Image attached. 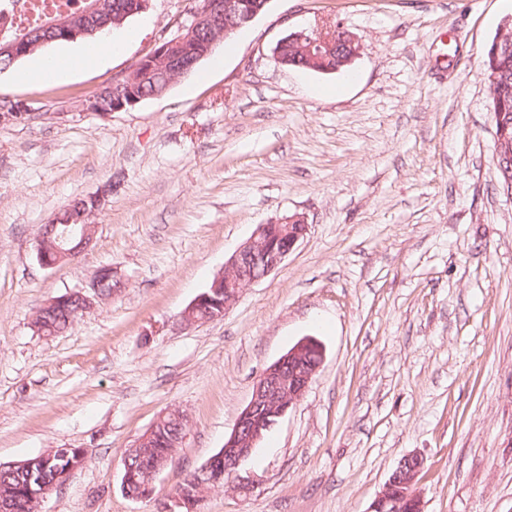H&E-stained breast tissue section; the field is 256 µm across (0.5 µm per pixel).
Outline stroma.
I'll return each mask as SVG.
<instances>
[{
	"label": "stroma",
	"mask_w": 512,
	"mask_h": 512,
	"mask_svg": "<svg viewBox=\"0 0 512 512\" xmlns=\"http://www.w3.org/2000/svg\"><path fill=\"white\" fill-rule=\"evenodd\" d=\"M193 5L151 0L98 68L0 71V98L35 113L0 123V462L85 448L40 512H169L259 375L313 337L323 365L242 466L251 490H212L201 512H369L409 454L425 460V512H512V201L482 63L512 8L269 0L232 53L216 47L163 97L82 110ZM336 24L360 44L350 73L277 60L289 32ZM89 196L90 245L41 266V226ZM294 213L308 231L275 271L221 319L183 321L257 225ZM106 266L124 288L35 332L46 302ZM170 408L186 436L154 495L128 499L123 454Z\"/></svg>",
	"instance_id": "35a3bbf8"
}]
</instances>
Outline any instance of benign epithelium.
<instances>
[{"instance_id": "obj_1", "label": "benign epithelium", "mask_w": 512, "mask_h": 512, "mask_svg": "<svg viewBox=\"0 0 512 512\" xmlns=\"http://www.w3.org/2000/svg\"><path fill=\"white\" fill-rule=\"evenodd\" d=\"M259 9L250 6L248 0H204L190 11L191 20L179 26L173 39L164 38L147 56L140 59L128 71L116 76L112 83L101 89L109 95L112 102L110 111L134 106L143 100L136 93L132 82L149 78L161 64L172 68L177 74L188 73L201 59L208 56L217 41L194 42L190 51H185L187 41L195 38L202 28L223 30L224 37L230 38L252 22ZM55 30L54 39L71 40L89 30L95 34L107 28V25H84L80 28L74 18L62 15L50 23ZM306 42L305 57L312 60L335 46L344 45L350 50L349 58L343 64L349 65L359 53V44L355 37L341 25L334 26L329 32L313 30L309 35H301ZM508 118L500 116L495 131L496 166L506 176L504 195L512 200V145L507 141ZM85 214H56L50 221L49 233H54L59 225L66 230L57 236L54 245V257L45 255L44 245L38 244V261L52 268L58 264L76 258L90 243L93 231L84 225ZM307 231V222L303 215L293 214L269 224L257 225L251 236L224 263V269L218 272L210 286L200 293L185 309L183 318L190 324L197 323L195 313L200 307L221 299L220 308L228 309L253 284L261 281L276 270L294 250ZM101 297L100 275L90 281L89 290L80 289L48 301L44 308H64L70 305L85 312L91 309ZM324 358L322 344L305 338L297 342L278 360L268 366L255 382L251 399L241 411L231 434L224 439V448L212 456L199 469L188 473L174 493V501L179 508L190 510L203 500L201 488L197 486L195 476L199 473L212 475V488L223 486L224 476L236 480L234 489L240 493L250 490L248 481L237 479L241 465L248 460L258 447L264 432L271 430L305 395L312 379L319 371ZM88 457V450L80 449L76 459L55 477L53 486L63 484L68 477L81 467ZM172 460V451L155 460L151 467L143 470L141 476L123 470L121 491L130 499L144 498V494L129 490V486L141 481V486L154 490L158 475ZM424 467V459L419 455H406L400 459L381 491L374 499L370 512H424L423 498L416 487L417 476Z\"/></svg>"}]
</instances>
